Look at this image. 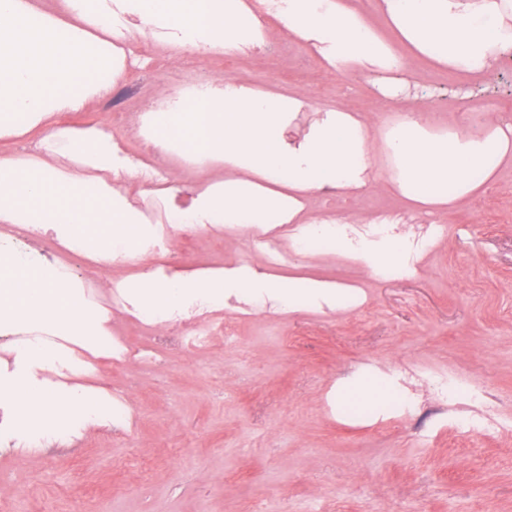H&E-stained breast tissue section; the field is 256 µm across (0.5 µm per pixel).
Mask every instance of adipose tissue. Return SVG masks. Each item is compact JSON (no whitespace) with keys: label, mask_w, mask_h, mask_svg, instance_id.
Wrapping results in <instances>:
<instances>
[{"label":"adipose tissue","mask_w":512,"mask_h":512,"mask_svg":"<svg viewBox=\"0 0 512 512\" xmlns=\"http://www.w3.org/2000/svg\"><path fill=\"white\" fill-rule=\"evenodd\" d=\"M271 0H0V136H21L84 111L105 97L123 57L120 43L169 29L172 56L246 54L265 43L262 18ZM274 12L294 39L337 73L403 74L415 59L485 79L512 55V0H380L391 32L383 37L351 0H281ZM306 132L285 139L303 113ZM160 139L175 137L187 153L223 161L224 180L196 192L190 204L167 200L163 220L149 219L127 190L143 164L98 127L61 129L35 155H0V331L21 330L11 362L0 361V408L10 439L52 442L73 420L105 425L109 394L62 381L81 372L78 350L112 351L107 312L90 301L62 262L38 264L9 250L18 232L50 239L92 266L139 263L123 286L128 311L154 324L197 306L229 302L260 312H337L361 306V288L314 278L256 275L250 264L171 275L146 268L147 245L165 225L220 224L268 234L287 229L295 252L325 249L361 265L371 277L409 271L410 231L390 225L378 236L351 237L349 225L325 218L309 202L329 191L349 201L376 187L394 190L419 213L458 207L512 167V121L489 119L475 133L433 129L409 111L384 127L340 106L313 107L300 93L260 92L225 83L223 92L191 96L154 113ZM332 401L342 418L415 406L416 397L389 371L360 369L337 380Z\"/></svg>","instance_id":"1"}]
</instances>
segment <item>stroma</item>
Returning <instances> with one entry per match:
<instances>
[{
    "mask_svg": "<svg viewBox=\"0 0 512 512\" xmlns=\"http://www.w3.org/2000/svg\"><path fill=\"white\" fill-rule=\"evenodd\" d=\"M265 24L262 53H187L166 70L163 35L132 40L110 95L92 100L78 121L147 158L140 113L157 97H181L186 84L211 86L228 75L377 123L415 107L409 94L386 100L376 77L338 75L273 18ZM406 79L458 129H468L471 110L512 120V58L488 80H460L424 63ZM165 166L180 188L225 176L220 161L186 168L173 156ZM312 207L328 217L388 212L442 232L412 273L380 279L332 253L297 256L281 236L275 262L238 227L202 231L190 245V269L247 262L361 288L367 300L345 313L209 312L206 320L235 334L191 353L175 340L155 344L151 325L125 306L109 308L113 338L156 352L150 365L92 357L78 377L125 401V428L76 422L71 443L0 452V501L15 512H512V168L433 217L381 189L345 204L319 197ZM367 366L395 372L417 395L415 410L337 420L329 391L341 374ZM442 378L468 394L443 403L434 389Z\"/></svg>",
    "mask_w": 512,
    "mask_h": 512,
    "instance_id": "1",
    "label": "stroma"
}]
</instances>
